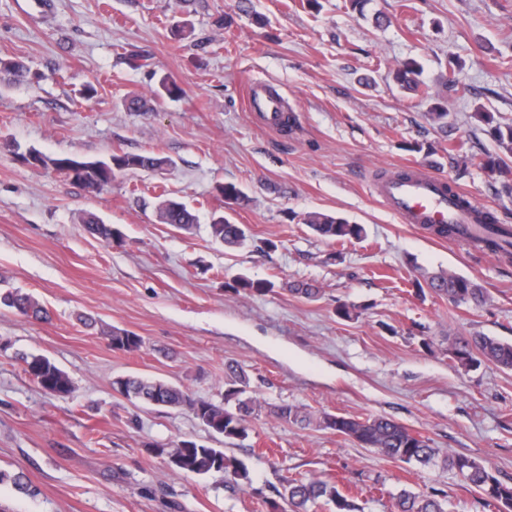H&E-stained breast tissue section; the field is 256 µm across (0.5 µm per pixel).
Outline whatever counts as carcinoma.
<instances>
[{
  "label": "carcinoma",
  "instance_id": "obj_1",
  "mask_svg": "<svg viewBox=\"0 0 512 512\" xmlns=\"http://www.w3.org/2000/svg\"><path fill=\"white\" fill-rule=\"evenodd\" d=\"M421 71V64L410 59L394 71V81L403 89L417 91L420 85L416 77ZM27 73L22 63L0 59V78L6 75L18 80L26 77ZM492 136L497 146L512 156V125L493 127ZM459 157L470 167L493 169L496 166V158L470 153L463 143L449 146L448 158L455 160ZM20 158L24 161L32 160L36 167H50L66 175L71 165H81L84 171L75 174L73 180L88 188L98 186L102 189L112 185V179L118 172L157 170L167 164L165 158L152 153H113L106 159H86L75 155L51 157L35 148L20 154ZM157 217L161 223L184 231L191 230L197 223L196 214L186 203L170 198L158 204ZM83 223L87 224L91 234L106 242L123 239L119 228L103 223L94 214L84 217ZM306 223L316 236L337 242L360 239L364 233L362 225L352 224L339 215L311 213L306 216ZM482 227L486 235L481 243L486 250L496 255L512 252V240L500 239V229L495 227L492 215L484 216ZM210 234L214 242L229 247H241L247 239L242 225L232 224L225 218L210 224ZM427 283L436 293L448 297V302L455 306L479 305L485 301L484 288L471 279L441 273L429 277ZM270 287L269 282L254 280L246 275L238 276L231 285V289L236 292L259 295L269 291ZM2 307L24 318L42 319L47 315L38 300L15 288L0 289ZM108 340L112 349L127 353L140 350L144 344L141 336L125 329L112 330ZM448 355L454 365L465 370L483 362L512 370V342L483 333L458 335L448 339ZM21 361L24 371L34 376L35 382L45 393L64 398L74 392L68 374L48 357L23 354ZM225 370L227 382L224 383L222 403L197 397L180 386L150 377L122 376L113 382V387L131 401L186 410L214 436L243 440L248 436V418L256 411L258 404L246 396L248 379L243 369L230 361L225 364ZM269 413L285 422H311L308 414L293 405H275L269 409ZM317 425L339 436L352 438L361 446L373 448L390 459L425 466L436 458V452L427 437L386 417L358 419L324 414L317 420ZM157 452L166 456L169 466L180 473L199 476L221 474L230 478L233 486L240 480L250 481L246 465L227 455L222 448L183 439L174 447L159 448ZM444 465L465 485L495 502L499 512H512V485L502 482L491 468L462 455L448 457ZM277 496L276 500L266 501L268 512H283L284 503L290 512H309V508L321 500L327 505H333L334 512H361L353 498L341 493L334 482L287 479L281 490L277 491ZM393 508L394 512H446L445 499L439 495H420L407 490L396 497Z\"/></svg>",
  "mask_w": 512,
  "mask_h": 512
}]
</instances>
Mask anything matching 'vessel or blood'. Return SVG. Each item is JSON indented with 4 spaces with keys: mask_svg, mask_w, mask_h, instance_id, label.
<instances>
[{
    "mask_svg": "<svg viewBox=\"0 0 512 512\" xmlns=\"http://www.w3.org/2000/svg\"><path fill=\"white\" fill-rule=\"evenodd\" d=\"M249 102L260 109L262 121L271 127L276 126L281 111L288 108L283 96L269 95L257 85L249 89ZM374 192L403 223L420 224L429 231L447 224L471 229L476 223L477 213L481 211L477 204L466 210L458 209L445 184L422 167L379 180Z\"/></svg>",
    "mask_w": 512,
    "mask_h": 512,
    "instance_id": "obj_1",
    "label": "vessel or blood"
}]
</instances>
